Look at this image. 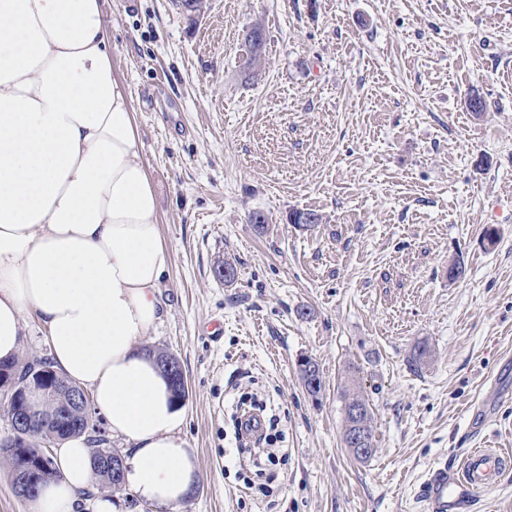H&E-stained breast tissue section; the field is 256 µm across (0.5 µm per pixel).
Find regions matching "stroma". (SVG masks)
<instances>
[{
    "label": "stroma",
    "instance_id": "obj_1",
    "mask_svg": "<svg viewBox=\"0 0 512 512\" xmlns=\"http://www.w3.org/2000/svg\"><path fill=\"white\" fill-rule=\"evenodd\" d=\"M106 23L170 252L141 346L188 384L196 484L173 512H422L433 470L512 449V0H107ZM354 384L363 461L343 443ZM247 392L287 455L267 494L249 455L224 460ZM357 400V401H363L364 400L362 398L359 397V395H355V393H353L352 395L349 393L348 396L345 398V404H348L351 400ZM364 405L366 407V412L364 414V417H363V423L369 433V438H370V444H371V448H363L365 447L366 443H367V440H365L359 433L357 432H352L351 434H349L347 436L348 438V444L351 446V449L359 454V455H363V457H359L357 455H355V457L358 459V460H366L368 458H370L373 453L375 452V440H374V430H373V426H372V416H371V412L368 408V406L366 405V403L364 402ZM374 448V449H373ZM373 450V451H372ZM372 451L371 453H368ZM368 453V454H366ZM366 454V455H365Z\"/></svg>",
    "mask_w": 512,
    "mask_h": 512
}]
</instances>
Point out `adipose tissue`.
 <instances>
[{"instance_id":"obj_1","label":"adipose tissue","mask_w":512,"mask_h":512,"mask_svg":"<svg viewBox=\"0 0 512 512\" xmlns=\"http://www.w3.org/2000/svg\"><path fill=\"white\" fill-rule=\"evenodd\" d=\"M106 0H0V359L35 314L53 367L90 388L122 437L123 482L163 512L195 462L154 359L136 349L161 318L170 254L130 97L112 69ZM36 512H122L85 495L84 436L62 441Z\"/></svg>"}]
</instances>
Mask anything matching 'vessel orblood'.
<instances>
[{"mask_svg":"<svg viewBox=\"0 0 512 512\" xmlns=\"http://www.w3.org/2000/svg\"><path fill=\"white\" fill-rule=\"evenodd\" d=\"M512 473V458L496 448L469 451L458 469L437 468L423 489L428 512H458Z\"/></svg>","mask_w":512,"mask_h":512,"instance_id":"b4317fda","label":"vessel or blood"}]
</instances>
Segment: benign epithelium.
Returning <instances> with one entry per match:
<instances>
[{
    "instance_id": "1",
    "label": "benign epithelium",
    "mask_w": 512,
    "mask_h": 512,
    "mask_svg": "<svg viewBox=\"0 0 512 512\" xmlns=\"http://www.w3.org/2000/svg\"><path fill=\"white\" fill-rule=\"evenodd\" d=\"M156 360L174 388L180 387L183 372L179 361L169 353L156 354ZM56 374L52 368L42 365L34 366L25 373L11 372L0 364V401L6 407L10 417L14 435L25 434L31 427L38 424L57 423L66 425L74 417L81 416L89 420L88 392L77 384L67 386L68 403L56 407L54 412L47 415L41 411L44 402L56 398V390L49 385L48 375ZM92 456L95 460L112 465V476L122 478V458L120 453L104 446L100 438H91ZM52 460V449L40 450L33 463H26L11 476L14 492L22 497H30L34 478L31 473Z\"/></svg>"
}]
</instances>
